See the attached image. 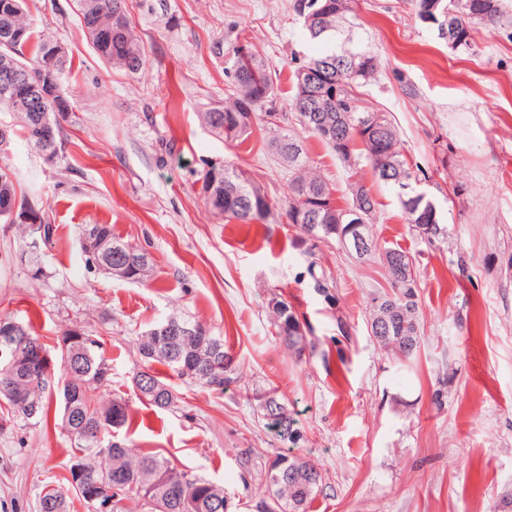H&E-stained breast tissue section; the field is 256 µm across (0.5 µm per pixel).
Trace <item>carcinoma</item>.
Masks as SVG:
<instances>
[{
	"mask_svg": "<svg viewBox=\"0 0 512 512\" xmlns=\"http://www.w3.org/2000/svg\"><path fill=\"white\" fill-rule=\"evenodd\" d=\"M316 0H293L292 10L298 17L304 33L317 40L326 49L298 60L292 71L295 94L292 106L302 129L315 137L339 159L348 162L355 158L365 162L376 178L391 188L397 187L396 178L420 180V170L413 168L403 154L402 141L396 126L387 115H382V139L374 137L369 126L370 110L357 105L356 89L374 78L378 69L377 57L366 48H345L339 44L344 30L357 26L354 5L356 0H331L335 11L327 20L314 25L308 21ZM80 25L99 30L92 47L98 57L111 67L136 73L147 63L145 48L135 25L125 19L122 25L114 20L117 11H126L125 0H76ZM438 10L453 14L457 33L455 39L441 25L437 35L453 49L471 51L472 29L475 24L493 26L504 13L502 0H440ZM57 44L51 37L33 41V31L25 19V10L14 7V0H0V54L8 55L17 67L28 72L30 78L42 77L50 71L58 81L59 100L53 104H34L24 99V91L17 97H5L0 91V111L12 112L17 118V132L41 155L58 157L60 150L59 118L69 112L68 90L62 82L67 67L66 55L58 57L48 67L50 46ZM329 65L326 94L314 99L310 108L304 107V89L300 72L304 68L319 69ZM226 73L231 78L232 93L228 101L200 113L203 124L230 141L247 140L253 128L255 110L265 109L266 123L273 133L271 144L288 170V198L285 215L288 225L302 239L316 245L318 242H336L353 235L349 224H332L322 220L316 224L306 221L307 209L320 207L322 214L343 213L357 207L365 215L363 233L370 241L372 257L385 269L388 290L377 291L373 297L370 325L386 316L394 327L389 334L373 335L376 344L396 355L402 363L412 359L421 342L420 302L417 282L410 255L398 246L380 248L372 235L371 224L376 211V199L360 179L349 184L350 201L342 206L335 197L336 188L322 174L309 165L300 137L279 125L286 117L275 108L276 77L266 62L251 51L240 48ZM50 113L53 134L43 139L33 129L34 116ZM200 180L215 182L211 193L203 194L204 202L228 221L240 224L264 223L275 205L245 172L224 166L213 175L205 169ZM406 224L413 235L432 244L448 237V225L440 218L418 217L403 211ZM96 236L108 246L119 248L129 263V283L144 284L153 277V264L147 251L120 241L112 234L109 224H92L82 228L79 237ZM270 325L288 349L301 353L307 344L310 327L300 320L285 300L269 305ZM201 339L192 336H140L138 352L145 369L132 378L137 398L160 410L173 408L178 401L174 388L151 371V364L161 363L178 379L198 383L217 394L237 382L236 356L224 343L200 323ZM60 363L68 367L53 369L54 390L32 386L21 373L10 379L12 388L0 391V403L7 413L27 420L48 424L54 421L70 438L76 453L72 456L67 487L47 483L38 497V512H68L65 490L82 484L99 485L112 489V512H123L122 502H136L140 512H229L231 499L224 488L188 471L175 467L161 452L140 453L122 441L105 440L112 429L131 427L133 411L129 401L116 397L107 403L93 398L91 391L112 383V366L101 351V344L81 332L69 330L59 339ZM60 399L59 413L51 415L54 398ZM257 414L264 425L283 441L296 443L298 429L288 404L278 388L257 393L252 397ZM26 403L36 410L30 414L20 407ZM94 424L99 436L87 439L79 427ZM261 479L273 497L270 512H307V508L323 483V476L310 462L295 456L280 455L260 473Z\"/></svg>",
	"mask_w": 512,
	"mask_h": 512,
	"instance_id": "cac0c4a2",
	"label": "carcinoma"
}]
</instances>
